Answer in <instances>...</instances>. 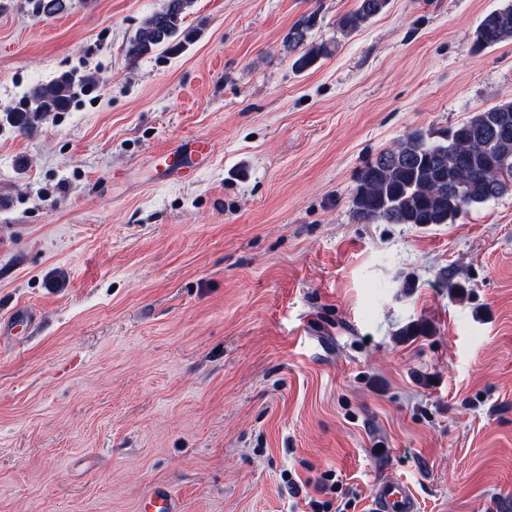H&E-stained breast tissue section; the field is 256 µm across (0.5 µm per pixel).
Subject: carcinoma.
Listing matches in <instances>:
<instances>
[{
  "label": "carcinoma",
  "instance_id": "cac0c4a2",
  "mask_svg": "<svg viewBox=\"0 0 512 512\" xmlns=\"http://www.w3.org/2000/svg\"><path fill=\"white\" fill-rule=\"evenodd\" d=\"M390 0H356L338 22L351 34L381 14ZM194 0H166L149 15L130 41L136 60L154 50L177 47L184 14ZM66 0H36V13L51 17ZM307 27H297L294 46L303 51L293 66L305 70L329 55L324 44L304 45ZM512 40V3L487 13L472 33L478 54ZM76 96L72 76L65 74L36 85L24 105L8 113L13 127L27 133L51 112L66 111ZM512 191V100L473 113L438 135L416 128L379 150L356 174L351 213L363 224H452L470 208Z\"/></svg>",
  "mask_w": 512,
  "mask_h": 512
}]
</instances>
